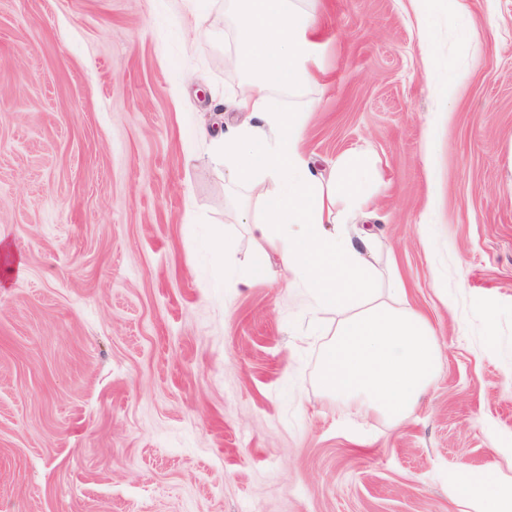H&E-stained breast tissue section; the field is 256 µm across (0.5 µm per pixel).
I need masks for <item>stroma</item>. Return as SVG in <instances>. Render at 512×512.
<instances>
[{
	"label": "stroma",
	"mask_w": 512,
	"mask_h": 512,
	"mask_svg": "<svg viewBox=\"0 0 512 512\" xmlns=\"http://www.w3.org/2000/svg\"><path fill=\"white\" fill-rule=\"evenodd\" d=\"M228 6L0 0V512H461L452 474L512 457V0H317L274 93L316 167L364 153L371 260L436 332L396 428L321 391L284 284L228 285L276 190L195 136L243 120Z\"/></svg>",
	"instance_id": "obj_1"
}]
</instances>
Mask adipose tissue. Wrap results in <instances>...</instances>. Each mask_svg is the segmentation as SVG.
I'll return each mask as SVG.
<instances>
[{
    "instance_id": "adipose-tissue-1",
    "label": "adipose tissue",
    "mask_w": 512,
    "mask_h": 512,
    "mask_svg": "<svg viewBox=\"0 0 512 512\" xmlns=\"http://www.w3.org/2000/svg\"><path fill=\"white\" fill-rule=\"evenodd\" d=\"M230 10L237 20L234 63L251 79L236 108L251 119L200 134L229 184L267 180L278 187L265 199L262 217L248 224L256 255L233 285L249 288L266 278L262 257L277 253L285 284L307 299L311 322H336L321 356L322 390L400 425L436 376L438 340L420 313L381 299V274L370 260L373 239L358 227L372 192L362 157L343 155L330 177L317 173L302 149L304 113L279 107L271 96L275 88L297 93L306 85L316 13L300 0H230ZM451 489L472 512H512V486L494 472L460 468Z\"/></svg>"
}]
</instances>
